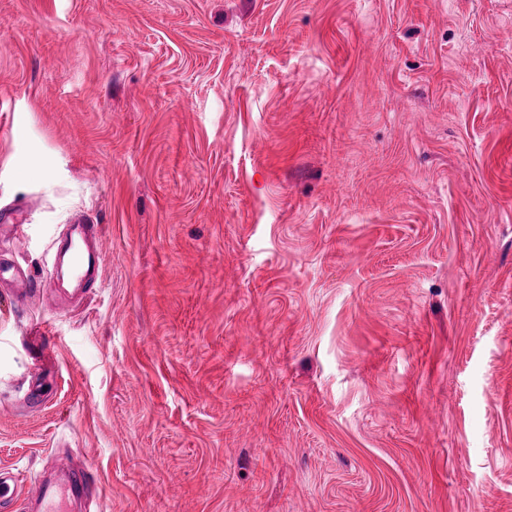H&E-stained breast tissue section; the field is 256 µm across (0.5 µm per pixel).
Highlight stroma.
I'll list each match as a JSON object with an SVG mask.
<instances>
[{
    "label": "stroma",
    "mask_w": 512,
    "mask_h": 512,
    "mask_svg": "<svg viewBox=\"0 0 512 512\" xmlns=\"http://www.w3.org/2000/svg\"><path fill=\"white\" fill-rule=\"evenodd\" d=\"M9 208L0 465L99 512H512V0H0ZM65 254H67L69 278L75 290L86 297L97 282L104 266L105 257L100 247L103 225L92 220L70 224Z\"/></svg>",
    "instance_id": "stroma-1"
}]
</instances>
